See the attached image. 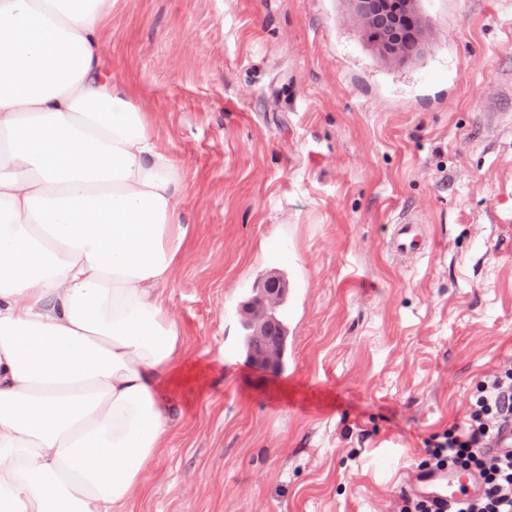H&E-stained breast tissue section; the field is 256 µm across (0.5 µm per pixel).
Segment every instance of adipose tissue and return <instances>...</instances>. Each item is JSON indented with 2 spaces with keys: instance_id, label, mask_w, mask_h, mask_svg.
I'll return each instance as SVG.
<instances>
[{
  "instance_id": "1",
  "label": "adipose tissue",
  "mask_w": 512,
  "mask_h": 512,
  "mask_svg": "<svg viewBox=\"0 0 512 512\" xmlns=\"http://www.w3.org/2000/svg\"><path fill=\"white\" fill-rule=\"evenodd\" d=\"M115 0H0V512H126L203 369L166 286L187 175L112 72Z\"/></svg>"
}]
</instances>
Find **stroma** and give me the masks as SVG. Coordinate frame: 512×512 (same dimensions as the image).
<instances>
[{
  "mask_svg": "<svg viewBox=\"0 0 512 512\" xmlns=\"http://www.w3.org/2000/svg\"><path fill=\"white\" fill-rule=\"evenodd\" d=\"M398 65L349 0H117L113 70L192 184L166 288L206 368L132 512H398L424 442L512 367V0H418ZM424 247L397 253L399 213ZM285 281L279 368L240 345Z\"/></svg>",
  "mask_w": 512,
  "mask_h": 512,
  "instance_id": "35a3bbf8",
  "label": "stroma"
}]
</instances>
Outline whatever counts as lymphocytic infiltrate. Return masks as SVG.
<instances>
[{
  "label": "lymphocytic infiltrate",
  "instance_id": "1",
  "mask_svg": "<svg viewBox=\"0 0 512 512\" xmlns=\"http://www.w3.org/2000/svg\"><path fill=\"white\" fill-rule=\"evenodd\" d=\"M512 428V369L483 381L464 425L431 436L423 468L454 465L476 473L482 491L453 512H512V451L486 454L490 442Z\"/></svg>",
  "mask_w": 512,
  "mask_h": 512
}]
</instances>
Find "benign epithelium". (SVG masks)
Returning <instances> with one entry per match:
<instances>
[{"label":"benign epithelium","instance_id":"7a95c632","mask_svg":"<svg viewBox=\"0 0 512 512\" xmlns=\"http://www.w3.org/2000/svg\"><path fill=\"white\" fill-rule=\"evenodd\" d=\"M353 13L364 35H370L376 19L386 18L388 28L374 42L373 48L384 59L405 62L404 42L410 38L423 44L429 24L417 7V0H351ZM286 293L284 281L276 274L265 279L262 288L245 308L246 321L252 329L253 362L263 367L279 366L283 356L280 326L272 312Z\"/></svg>","mask_w":512,"mask_h":512}]
</instances>
